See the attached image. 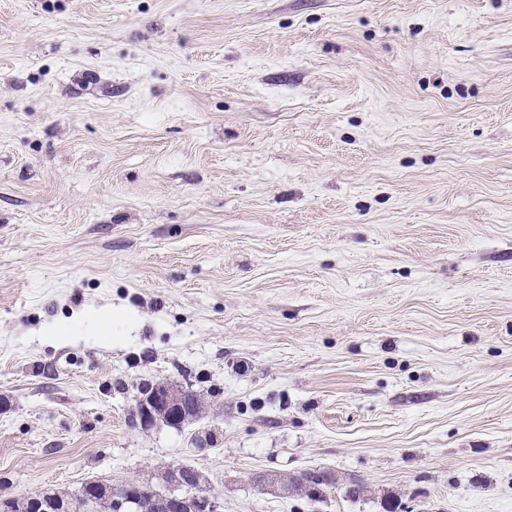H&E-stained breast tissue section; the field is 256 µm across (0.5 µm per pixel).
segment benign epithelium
<instances>
[{
	"label": "benign epithelium",
	"instance_id": "7a95c632",
	"mask_svg": "<svg viewBox=\"0 0 512 512\" xmlns=\"http://www.w3.org/2000/svg\"><path fill=\"white\" fill-rule=\"evenodd\" d=\"M203 397L188 389H178L159 382L142 389L136 397L135 422L143 428L156 425L180 426L193 419L196 407ZM308 487L312 501L320 499V483L332 479V475L320 470L296 474ZM165 484L163 495L167 512H223L219 498L205 489V476L197 469L181 467L168 470L162 475ZM254 482L261 487L284 493L283 475L276 472H259ZM143 483H129L119 489L98 481L84 483L80 497L68 494L38 491L23 497L28 512H100L102 499L109 501V512H141L140 498Z\"/></svg>",
	"mask_w": 512,
	"mask_h": 512
}]
</instances>
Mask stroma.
<instances>
[{"mask_svg": "<svg viewBox=\"0 0 512 512\" xmlns=\"http://www.w3.org/2000/svg\"><path fill=\"white\" fill-rule=\"evenodd\" d=\"M180 466L512 512V0H0V496ZM203 397L188 389H178L168 383L152 384L140 389L136 397L134 417L142 428L156 425L180 426L192 420Z\"/></svg>", "mask_w": 512, "mask_h": 512, "instance_id": "stroma-1", "label": "stroma"}]
</instances>
